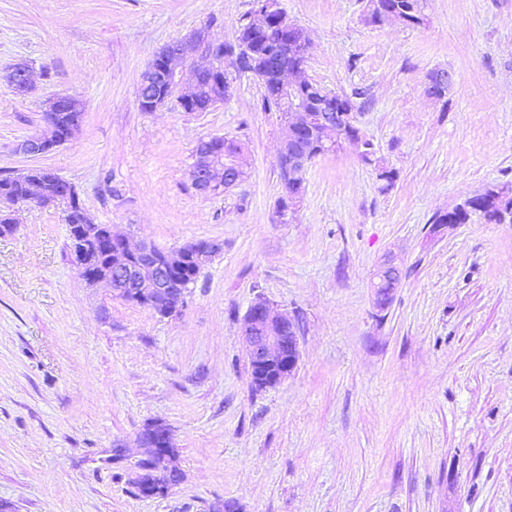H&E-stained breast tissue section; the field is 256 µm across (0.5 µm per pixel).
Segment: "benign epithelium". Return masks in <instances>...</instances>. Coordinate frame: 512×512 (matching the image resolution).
I'll return each instance as SVG.
<instances>
[{"instance_id":"obj_1","label":"benign epithelium","mask_w":512,"mask_h":512,"mask_svg":"<svg viewBox=\"0 0 512 512\" xmlns=\"http://www.w3.org/2000/svg\"><path fill=\"white\" fill-rule=\"evenodd\" d=\"M273 17L279 19L288 33L300 35L303 51H308V39L303 37L299 26L288 20L280 0H258L251 17L252 24L263 26ZM210 28V24L204 23L154 54L138 87L137 103L141 111L154 112L172 102L183 111H190L204 73L216 76L219 85L231 89L234 61L242 50V44L239 41L233 44L215 42L210 38ZM185 65L193 71V81L188 85L182 78ZM304 67L302 62L280 72L278 77L280 91L288 96L283 139L287 141L296 131L305 128L317 127L321 131L319 139L298 145L287 156L278 154V160L284 162V168L292 176L306 171L315 158L338 146L335 138L347 139L358 132L353 113L330 108L313 110L308 106L304 91L311 84V79L305 75ZM5 81L18 94L25 95L33 89L31 68L23 62L8 70ZM453 81L451 72L437 71L429 77L428 93L440 96L452 86ZM69 102L78 107L82 105L77 97L69 94L46 100L43 112L49 117L44 119V129L22 140L17 151L36 157L72 141L79 128L60 130L54 115L62 104ZM242 172L240 155H234L223 164L207 153L192 164L189 179L199 195L210 197L233 184ZM49 175V171L37 174L35 167L27 169V173L17 176V179L27 182L23 195L3 197L0 205L11 209L17 205L47 202L61 208L64 220H69L78 206V194L71 186L62 199L46 200L42 183ZM302 189L303 185H294L277 204L275 214L279 222H288L289 213L301 200ZM70 229L73 261L81 274L95 262L101 240L108 238L118 244L117 249L108 254V271L90 279V285L104 283L111 288L113 296L145 306L161 317L174 316L183 307L187 284L179 282L176 277L183 264L189 261L203 268L223 250V244L213 240H199L188 248L175 250H163L145 242L132 244L128 238L113 234L109 225L93 223L87 214L83 223L72 224ZM399 274L396 258H385L374 274V288L379 299L387 300L399 283ZM243 335L249 346L248 361L255 385L274 387L296 370L300 350L295 319L285 312L274 311L268 300L257 298L249 305L243 320ZM138 444L140 456L131 465V471L139 494L166 491L183 480V474L175 464L173 437L166 424L155 421L145 425L138 434Z\"/></svg>"}]
</instances>
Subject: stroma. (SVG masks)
Segmentation results:
<instances>
[{
    "label": "stroma",
    "instance_id": "stroma-1",
    "mask_svg": "<svg viewBox=\"0 0 512 512\" xmlns=\"http://www.w3.org/2000/svg\"><path fill=\"white\" fill-rule=\"evenodd\" d=\"M307 32L309 77L349 97L348 142L315 159L287 222L282 126L237 74L205 112L141 111L153 54L204 22L232 40L254 0H0V176L51 169L95 223L161 249L223 253L162 318L92 287L59 209L18 207L0 235V506L5 512H512V224H435L496 186L512 193V0H423V21L374 25L367 0H281ZM448 70L444 97L429 75ZM85 109L44 157L17 144L48 98ZM242 148L246 178L199 196L198 144ZM393 171V183L380 179ZM402 277L377 304L388 254ZM263 297L299 326L295 372L255 388L241 326ZM164 422L184 479L135 493L137 435ZM115 448L124 461L101 465ZM8 86L18 94H27L33 89L31 68L23 62L14 64L4 77Z\"/></svg>",
    "mask_w": 512,
    "mask_h": 512
}]
</instances>
